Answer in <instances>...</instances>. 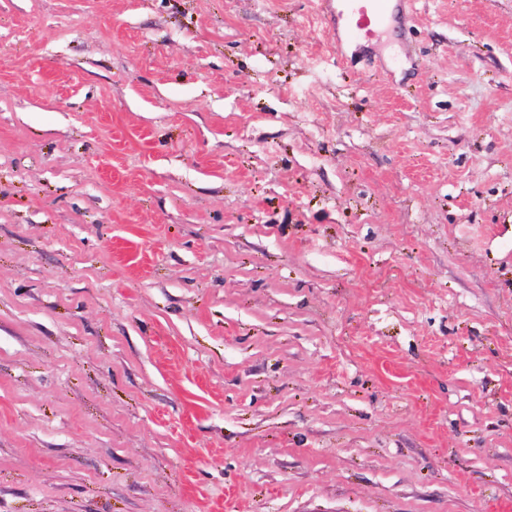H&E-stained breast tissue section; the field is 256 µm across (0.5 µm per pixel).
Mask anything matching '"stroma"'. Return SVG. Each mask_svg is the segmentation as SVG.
Segmentation results:
<instances>
[{"instance_id": "1", "label": "stroma", "mask_w": 512, "mask_h": 512, "mask_svg": "<svg viewBox=\"0 0 512 512\" xmlns=\"http://www.w3.org/2000/svg\"><path fill=\"white\" fill-rule=\"evenodd\" d=\"M0 0V512H512V0ZM354 5L348 33L358 40L371 42L379 36V29L389 26L398 16H402V4L412 6L411 0H347Z\"/></svg>"}]
</instances>
